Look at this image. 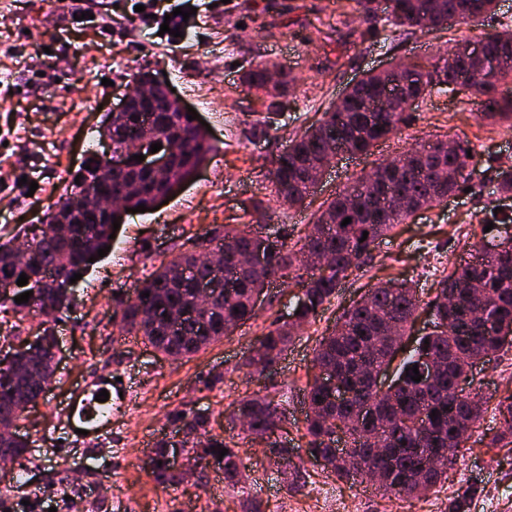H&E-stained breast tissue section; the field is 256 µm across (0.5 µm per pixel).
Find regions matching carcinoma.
Wrapping results in <instances>:
<instances>
[{
	"instance_id": "carcinoma-1",
	"label": "carcinoma",
	"mask_w": 512,
	"mask_h": 512,
	"mask_svg": "<svg viewBox=\"0 0 512 512\" xmlns=\"http://www.w3.org/2000/svg\"><path fill=\"white\" fill-rule=\"evenodd\" d=\"M365 24L380 26L398 35L434 33L447 29L448 18L468 25L494 13L497 0H355ZM465 43L448 49L441 66L422 72L396 63L387 71L370 73L352 86L324 112L317 126L295 135L288 151L273 157L268 171L270 196L290 208L304 205L315 187L312 178L339 153L364 155L386 135L394 133L408 115L388 105L377 104L388 85L409 99V106L424 102L435 88L460 86L480 105V117L491 124L512 122V96L499 94L501 82L512 80V32L497 31L481 41L482 56L498 63L488 73L476 71L461 52ZM151 86L164 109L154 113V129L148 131L132 116L108 112L97 133L110 139L117 150L140 147L150 150L155 143L167 150L171 139L182 147L161 175L144 173L134 167L113 169L98 155L91 156L90 169L71 174V189L60 196L45 216V228L28 240V258L16 259L14 240H0V282L13 285L8 295H0V308H10L27 316L50 309L56 313L69 302L76 273H85L98 250L112 245L113 220L123 221L126 209L140 204L149 209L158 199L172 195L192 180L216 146L207 130L188 113L179 111L166 99V86L148 72L137 75ZM242 82L254 90L265 112L276 111L288 96L290 80L269 83L268 66L259 62L243 71ZM380 130H375V127ZM402 166L389 170L377 166L370 174L337 193L308 225L304 236L291 245L288 236L260 237L237 224L215 226L207 237H190L183 250L163 262L138 287L134 298L125 301L112 316L123 336H140L156 350L174 358L190 357L256 317L253 299L272 277L288 276L304 283L295 308L297 323L271 324L243 362L248 372L263 371L282 357L295 330L317 317L336 293L339 283L365 264L379 240L398 224L414 215L409 208L392 204L403 196L422 209L443 206L448 194L464 190L478 164L477 153L464 142L437 140L413 146L401 157ZM80 183H75L77 175ZM497 191L512 196V165L494 170ZM89 182L120 196L111 215L87 211L84 223H66L65 209L70 197ZM351 223L342 225L345 218ZM501 256L484 257L465 268L457 267L437 282L434 298L427 303L431 316L428 331L415 348L403 357L397 376L385 389L370 375L385 371L402 350V342L420 308L416 290L405 280L391 279L371 288L340 316L335 331L324 336L315 349L314 367L332 373L344 386L347 397L338 398L317 381L305 393L308 408L306 435L314 457L338 480L368 482L380 473L378 489L388 497L403 498L425 493L445 478L448 467L464 447L466 436L479 423L485 402L467 392L472 384L470 367L486 352L512 348V217L495 220ZM368 236H363V232ZM229 241L224 252L223 277L198 261L197 252L215 241ZM261 252L267 262L250 267L239 255ZM332 256L329 267L317 266V258ZM28 284L17 285L21 274ZM211 285L212 301L205 310L197 308L198 286ZM33 291L28 302L14 297ZM149 296H143L144 292ZM181 311L184 318L169 323L164 312ZM57 341L53 328L36 336L26 359L10 365L0 359V456L14 459L29 453L32 441L13 431L27 408L35 407L55 382L52 349ZM431 357L436 370L431 377L415 382L406 369ZM437 417H431V414ZM504 428L492 439V447L512 446V400L499 404ZM231 422H248V433L268 441V453L288 457L292 451L274 439L284 412L267 395L247 396L231 404ZM179 438L163 436L152 448L146 475L168 489L184 481L183 473L171 467L167 449L181 447L185 460L196 466L206 456H223L224 481L245 488V466L237 443L212 433L206 412H175ZM349 440L347 450L338 448L337 435Z\"/></svg>"
}]
</instances>
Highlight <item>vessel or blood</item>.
<instances>
[{"label":"vessel or blood","instance_id":"1","mask_svg":"<svg viewBox=\"0 0 512 512\" xmlns=\"http://www.w3.org/2000/svg\"><path fill=\"white\" fill-rule=\"evenodd\" d=\"M112 390L106 402L96 403L95 397L102 389ZM128 387L125 382L98 377L74 389L63 403L59 417L60 426L67 435L76 430H86L87 441L103 442L112 437V427L126 401L123 397Z\"/></svg>","mask_w":512,"mask_h":512}]
</instances>
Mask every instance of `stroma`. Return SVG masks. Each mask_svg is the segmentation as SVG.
<instances>
[{
	"label": "stroma",
	"instance_id": "35a3bbf8",
	"mask_svg": "<svg viewBox=\"0 0 512 512\" xmlns=\"http://www.w3.org/2000/svg\"><path fill=\"white\" fill-rule=\"evenodd\" d=\"M165 2L196 9L183 24L187 37L176 43L161 34L159 23L143 24L131 0H77L67 9L58 0H0V238H22L24 228L40 224L87 150L104 152L96 128L138 72L169 82L210 125L217 145L198 175L166 204L126 216L110 254L77 283L70 309L57 314L62 361L56 382L19 428L30 434L39 462L27 467L24 489L0 496V505L9 512L52 507L77 512L72 499L88 494L97 499L96 512H243L248 497L260 502L262 512H446L449 499L473 485L477 491L469 512H512V447L490 445L501 427L498 404L512 395V349L474 368L472 390L483 397L485 413L447 480L426 494L387 499L336 480L310 456L305 437L303 391L315 375L313 351L344 309L368 288L396 277L415 283L422 302L417 320L425 322L437 281L467 259L473 234L493 207L512 209V198L498 194L486 163L491 157L512 165V128L481 121L467 93L446 87L433 92L370 153L339 156L324 172L310 205L291 209L274 203L275 216L265 231L281 229L295 237L323 201L414 144L460 138L483 157L470 192L409 219L380 241L371 260L300 328L271 370L250 374L241 364L257 338L271 323L287 320L296 304L301 287L286 279L268 285L254 320L187 361L172 360L131 337L115 340L112 325L119 300L134 297L141 281L177 253L187 236L205 235L216 224L248 223L251 201L267 184L270 160L363 75L398 60L433 69L447 41L475 44L502 26L512 27V0H499L490 19L407 38L367 29L354 0H229L223 13L214 15L204 0ZM116 29L125 31L123 40H112ZM256 61L280 65L293 88L272 114L268 136L248 140L241 134L243 122L259 104L240 74ZM33 70L43 78L36 88L23 90ZM210 372L222 374V382L205 386L202 378ZM110 373L125 377L131 389L102 467L88 459L86 444L64 438L57 420L74 388ZM254 393L281 403L286 420L279 436L296 450L303 486L288 487L265 446L248 438L239 442L245 487L228 485L223 471L213 469L174 490L157 487L146 476L142 459L158 437L171 432L169 412L207 411L213 433L228 438L236 433L229 421L231 403ZM107 466L114 490L102 499L100 476Z\"/></svg>",
	"mask_w": 512,
	"mask_h": 512
}]
</instances>
